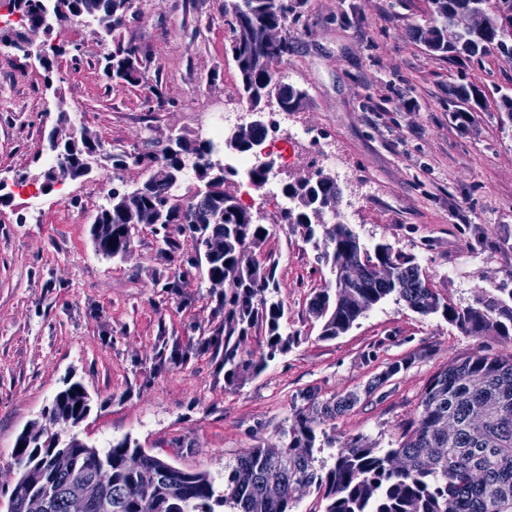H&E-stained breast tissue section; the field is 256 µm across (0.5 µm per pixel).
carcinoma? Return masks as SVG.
<instances>
[{"label": "carcinoma", "mask_w": 512, "mask_h": 512, "mask_svg": "<svg viewBox=\"0 0 512 512\" xmlns=\"http://www.w3.org/2000/svg\"><path fill=\"white\" fill-rule=\"evenodd\" d=\"M433 22L415 30L432 54L473 66L492 50L512 61V0H427ZM9 13L21 24L42 28L52 21L93 19L112 39L103 56L104 73L117 84L136 86L146 77L148 57L121 29L139 15L137 0H8ZM294 0H224V16L232 33L230 50L238 71L237 89L252 112L276 101L279 110L296 112L305 90L275 69L291 51L286 33ZM66 49L49 42L38 55L51 76ZM462 103L478 101V92L462 76L448 88ZM58 123L64 141L62 163L70 175L85 174L87 160L105 154L115 179L139 168L141 183L108 193L90 235L95 251L114 260L131 250L135 227L149 224L161 236L165 253L177 250L173 227L188 219L197 224L194 254L183 260L189 269L173 276L166 288L189 286L190 270L215 286L224 310V382L233 386L265 367L266 358L284 353L295 341L283 332L284 302L276 278L277 262L260 259L254 248L271 235L257 224L248 206L225 184L238 171L214 158L213 142L198 135L171 132L166 140L140 150L114 151L100 137L70 126L65 111ZM267 124H243L224 138L235 154L263 143ZM193 166L202 188L179 193L185 169ZM289 205L281 221L316 251V261L329 268L333 283L309 300L321 333L332 339L347 333L367 312L394 296L412 311L439 314L467 333L493 332L512 342V289L482 291L464 307L452 306L431 287L416 257L388 243H364L347 224L323 223L336 211V180L317 170L281 184ZM363 266L361 276L342 275L339 260ZM257 327L267 339V357L241 354L240 344ZM355 393L328 400L309 399L282 432L277 448H247L224 465V490L204 472L179 468L125 437L97 448L72 432L89 416L90 398L83 385L66 381L44 412L18 436L10 469L16 482L7 512H25V496L47 499V512H68L77 492L86 512H293L311 490L322 493L325 512H512V355L480 352L449 364L428 383L419 415L397 448L379 450L357 436L336 443L321 428L325 420L350 410ZM337 448L330 468L316 453Z\"/></svg>", "instance_id": "1"}]
</instances>
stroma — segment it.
Returning a JSON list of instances; mask_svg holds the SVG:
<instances>
[{"mask_svg":"<svg viewBox=\"0 0 512 512\" xmlns=\"http://www.w3.org/2000/svg\"><path fill=\"white\" fill-rule=\"evenodd\" d=\"M429 21L427 0H302L279 69L307 91L295 119L335 146L353 175L338 202L354 209L352 230L366 244L414 255L432 287L460 307L479 290L512 289V124L496 110L512 92V62L492 52L464 69L431 55L413 36ZM123 34L151 58L136 87L112 86L99 66L106 45L68 24L51 38L79 53L61 59L49 87L35 58L0 46V181L39 176L62 110L115 149L176 129L205 135L202 112L236 83L224 0H140ZM462 74L482 101L464 130L448 110V86ZM98 184L68 178L37 195L14 191L0 205V512L15 483L18 435L69 378L90 396L80 438L100 448L131 438L220 485L235 454L279 445L306 396L359 394L325 422L326 433L395 448L441 368L478 351L512 353L499 336L466 333L392 298L347 333L321 338L308 302L330 273L317 271L311 245L278 227L257 198L256 222L277 230L256 253L276 260L283 324L299 338L259 374L225 385L215 288L198 278L177 292L156 283L181 272L191 238L179 236L167 260L142 226L124 260L103 258L89 233ZM394 364L400 372L387 376Z\"/></svg>","mask_w":512,"mask_h":512,"instance_id":"1","label":"stroma"}]
</instances>
